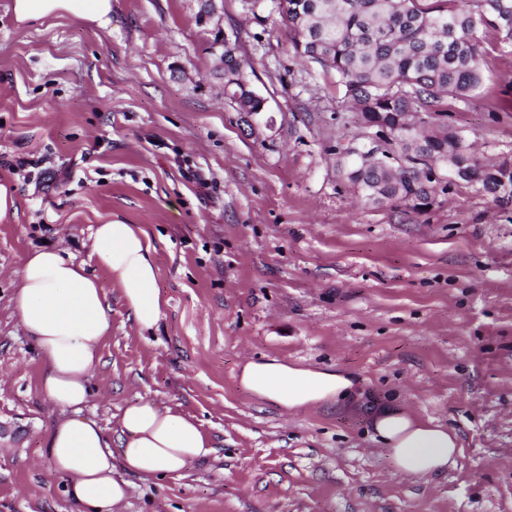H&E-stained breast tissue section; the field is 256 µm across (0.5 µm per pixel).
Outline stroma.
<instances>
[{"mask_svg":"<svg viewBox=\"0 0 512 512\" xmlns=\"http://www.w3.org/2000/svg\"><path fill=\"white\" fill-rule=\"evenodd\" d=\"M112 0L107 28L16 22L0 0V512H81L46 441L61 419L35 343L12 314L24 257L51 247L104 286L112 334L82 418L120 434L151 399L213 442L182 477L128 484L121 512H512V201L465 184L426 211L362 202L340 176L369 131L333 74L295 56L271 0ZM236 38L266 110L224 94L211 45ZM484 81L448 124L482 163L512 160V41L482 35ZM39 157L60 178L17 169ZM204 174L199 186L194 173ZM142 225L166 302L140 336L92 226ZM351 375L454 430L455 466L397 472L360 413L286 412L243 390L244 359Z\"/></svg>","mask_w":512,"mask_h":512,"instance_id":"35a3bbf8","label":"stroma"}]
</instances>
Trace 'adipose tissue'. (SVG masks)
<instances>
[{"instance_id":"adipose-tissue-1","label":"adipose tissue","mask_w":512,"mask_h":512,"mask_svg":"<svg viewBox=\"0 0 512 512\" xmlns=\"http://www.w3.org/2000/svg\"><path fill=\"white\" fill-rule=\"evenodd\" d=\"M17 22L68 16L105 26L112 0H12ZM91 255L111 274L130 308L138 331L152 330L165 301L157 287L158 267L147 231L137 224L110 221L92 227ZM12 299L19 325L37 342L45 372L40 390L68 415L52 425L47 445L57 471L70 479L69 494L85 512H112L127 495L112 463L146 478L183 476L212 453L207 434L192 417L153 400L122 412L120 449L112 451L96 422L81 417L91 391L90 378L112 331L111 309L102 284L85 263L60 251L29 253L18 273ZM241 386L254 398L296 411L326 404H346L355 382L333 370L304 368L275 357L248 359L239 366ZM369 423L382 452L401 473L424 478L455 464L457 434L448 426L421 419L388 405H373Z\"/></svg>"}]
</instances>
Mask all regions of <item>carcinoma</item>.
I'll return each mask as SVG.
<instances>
[{"label":"carcinoma","instance_id":"obj_1","mask_svg":"<svg viewBox=\"0 0 512 512\" xmlns=\"http://www.w3.org/2000/svg\"><path fill=\"white\" fill-rule=\"evenodd\" d=\"M286 22L294 53L336 75L367 128L373 130L371 160L341 164L344 180L367 205L404 203L429 208L434 186L465 182L492 192L512 172L484 173L463 152L461 132L441 125L426 134L408 125L448 115V100H466L483 83L480 33L491 28L512 40V0H272ZM246 60L236 43L224 41V94L240 112H257Z\"/></svg>","mask_w":512,"mask_h":512}]
</instances>
